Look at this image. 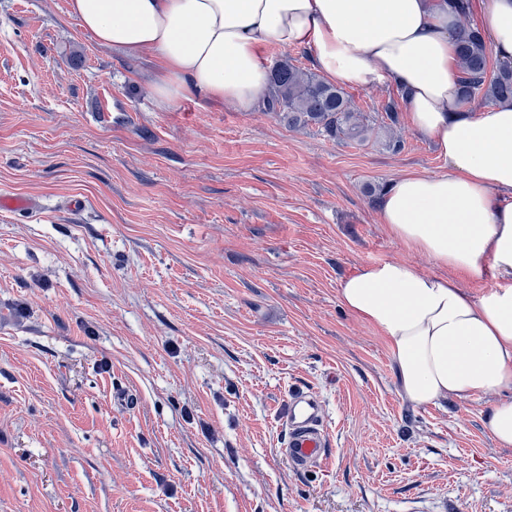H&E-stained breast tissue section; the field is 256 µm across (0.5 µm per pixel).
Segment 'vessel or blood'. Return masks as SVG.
Wrapping results in <instances>:
<instances>
[{"instance_id":"vessel-or-blood-1","label":"vessel or blood","mask_w":512,"mask_h":512,"mask_svg":"<svg viewBox=\"0 0 512 512\" xmlns=\"http://www.w3.org/2000/svg\"><path fill=\"white\" fill-rule=\"evenodd\" d=\"M284 428L282 453L294 470L305 471L328 461L329 437L317 398L305 393L290 397Z\"/></svg>"}]
</instances>
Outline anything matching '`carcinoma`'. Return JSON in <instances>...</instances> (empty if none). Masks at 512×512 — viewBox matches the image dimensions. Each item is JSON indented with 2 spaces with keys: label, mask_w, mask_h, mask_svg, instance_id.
Here are the masks:
<instances>
[{
  "label": "carcinoma",
  "mask_w": 512,
  "mask_h": 512,
  "mask_svg": "<svg viewBox=\"0 0 512 512\" xmlns=\"http://www.w3.org/2000/svg\"><path fill=\"white\" fill-rule=\"evenodd\" d=\"M455 13L459 34L458 78L464 100L484 103L512 102V62L490 66L484 35L471 20L472 0H447ZM292 128L315 127L345 142L361 143L374 130L377 116L356 112L343 90L316 74L283 59L270 71V89L264 99Z\"/></svg>",
  "instance_id": "cac0c4a2"
}]
</instances>
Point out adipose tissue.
I'll return each instance as SVG.
<instances>
[{"label":"adipose tissue","mask_w":512,"mask_h":512,"mask_svg":"<svg viewBox=\"0 0 512 512\" xmlns=\"http://www.w3.org/2000/svg\"><path fill=\"white\" fill-rule=\"evenodd\" d=\"M69 12L113 53L151 54L162 111L191 89L251 111L269 86L271 44L311 50L337 85L395 81L448 171L391 184L381 220L411 249L489 288L475 298L451 279L380 261L344 278L339 300L385 337L413 405L504 393L487 425L512 446V104L466 115L446 0H69ZM480 16L497 56L512 61V0H481Z\"/></svg>","instance_id":"1"}]
</instances>
